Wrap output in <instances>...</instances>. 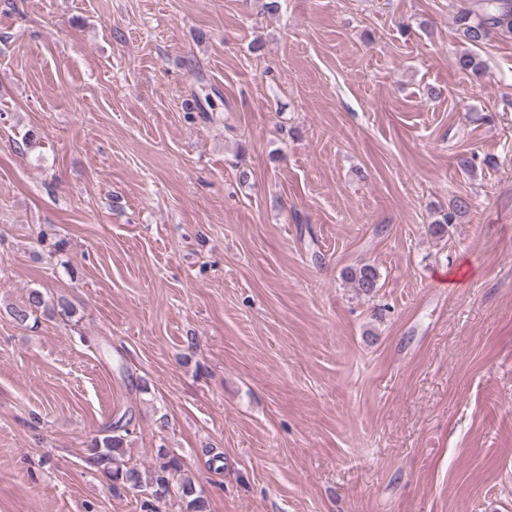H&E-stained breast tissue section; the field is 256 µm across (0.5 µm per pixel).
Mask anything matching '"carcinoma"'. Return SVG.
I'll list each match as a JSON object with an SVG mask.
<instances>
[{
  "instance_id": "carcinoma-1",
  "label": "carcinoma",
  "mask_w": 512,
  "mask_h": 512,
  "mask_svg": "<svg viewBox=\"0 0 512 512\" xmlns=\"http://www.w3.org/2000/svg\"><path fill=\"white\" fill-rule=\"evenodd\" d=\"M457 26L463 37L472 44H479L492 33L512 34V0H474V8H465L456 16ZM468 209V202L456 199L447 213L431 224L432 231L438 235L448 233V228L456 223L457 217ZM345 280L359 293L373 295L380 287L379 268L370 263L357 264L344 272ZM45 306V299L37 289L28 294L27 302L11 310L14 319L26 322L30 315ZM122 426L115 425L110 433L92 440L87 448L86 462L102 470L112 481V493L123 491H143L159 502L175 496L185 502L187 512H204V501L196 495L194 482L180 475V461L169 455L168 451L158 450V464L149 475L142 474L137 465L126 458Z\"/></svg>"
}]
</instances>
